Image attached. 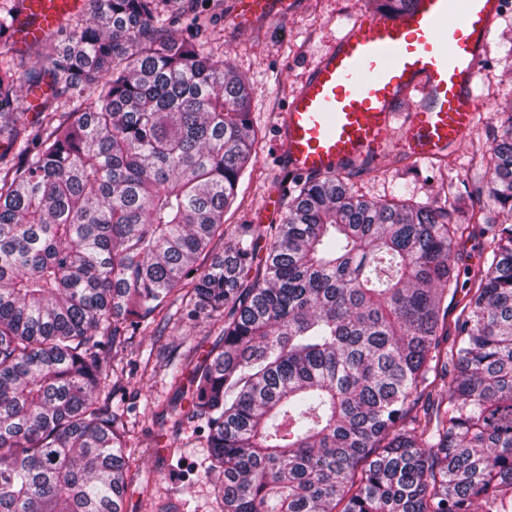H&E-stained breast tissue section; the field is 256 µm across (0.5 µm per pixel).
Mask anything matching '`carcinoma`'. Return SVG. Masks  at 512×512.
<instances>
[{"label":"carcinoma","instance_id":"obj_1","mask_svg":"<svg viewBox=\"0 0 512 512\" xmlns=\"http://www.w3.org/2000/svg\"><path fill=\"white\" fill-rule=\"evenodd\" d=\"M35 2L0 0V110L38 83L15 49ZM89 2L0 151V512H125L105 351L174 307L218 329L202 360L164 357L216 512H512V111L478 211L367 200L331 172L281 223L232 229L256 135L204 39L224 0ZM485 247V241L480 237H472L469 239L463 238L455 246V250L461 252L463 257L466 259L464 263L459 264V290L456 296V300L462 299L465 292V290L460 289L462 288V283L465 280V276L463 275L464 267L470 264H477L478 262L482 261L486 253Z\"/></svg>","mask_w":512,"mask_h":512}]
</instances>
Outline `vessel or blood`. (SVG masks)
<instances>
[{"mask_svg": "<svg viewBox=\"0 0 512 512\" xmlns=\"http://www.w3.org/2000/svg\"><path fill=\"white\" fill-rule=\"evenodd\" d=\"M286 0H238L247 22L287 10ZM502 0H407L396 12L353 21L288 104L286 170L326 173L376 154L407 104L403 152L428 159L461 139L482 104L475 86Z\"/></svg>", "mask_w": 512, "mask_h": 512, "instance_id": "obj_1", "label": "vessel or blood"}]
</instances>
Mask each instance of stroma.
I'll use <instances>...</instances> for the list:
<instances>
[{
	"label": "stroma",
	"instance_id": "1",
	"mask_svg": "<svg viewBox=\"0 0 512 512\" xmlns=\"http://www.w3.org/2000/svg\"><path fill=\"white\" fill-rule=\"evenodd\" d=\"M237 0H224V14L207 33L208 44L230 58L236 73L249 89L250 114L259 143L253 168L239 183L243 199L239 209L226 213V223L269 224V209L285 214L287 199L269 206L274 192L290 186L291 177L278 160L283 115L292 95L307 73L338 40L345 24L376 13L381 0H295L291 13L260 16L236 23ZM512 0L495 25L486 46L477 93L486 104L462 140L431 160H407L397 150L403 135L404 112H396L393 136L377 158L346 166L341 174L365 199L380 201L408 192L416 201L437 206L459 196H470L475 186L492 176L488 159L495 137L500 136L499 113L512 105ZM215 339L206 316L173 319L157 336H138L119 364L124 389L113 406L124 409L129 422L126 455L135 474L127 491L128 512H140L144 492H152L163 512H214L213 487L200 476L187 480V471L200 473L208 464V448L192 423L174 427L168 405L176 395L163 373L146 369V360L168 353L195 350L204 357ZM161 436L163 450L147 446L150 436ZM181 449L184 461L176 463L169 448Z\"/></svg>",
	"mask_w": 512,
	"mask_h": 512
}]
</instances>
